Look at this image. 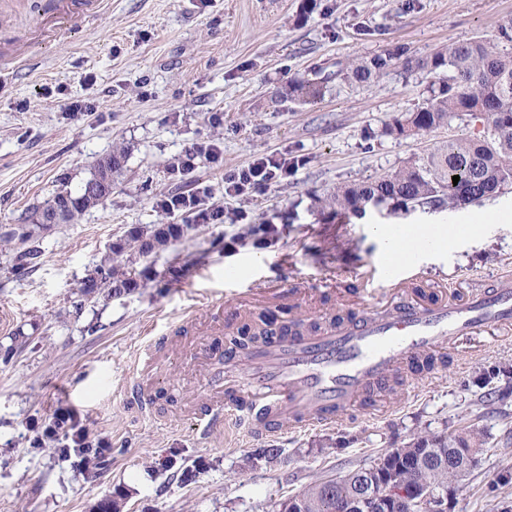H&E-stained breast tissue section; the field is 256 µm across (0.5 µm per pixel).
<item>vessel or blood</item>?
I'll return each instance as SVG.
<instances>
[{"label": "vessel or blood", "instance_id": "1", "mask_svg": "<svg viewBox=\"0 0 512 512\" xmlns=\"http://www.w3.org/2000/svg\"><path fill=\"white\" fill-rule=\"evenodd\" d=\"M388 314H360L318 333L273 337L254 351L243 386L226 388L237 419L258 436L327 427L353 408L370 409L369 389L395 374L420 375L425 358L445 355L486 327L512 330V277L459 300L417 296L392 284Z\"/></svg>", "mask_w": 512, "mask_h": 512}]
</instances>
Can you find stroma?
<instances>
[{
	"instance_id": "35a3bbf8",
	"label": "stroma",
	"mask_w": 512,
	"mask_h": 512,
	"mask_svg": "<svg viewBox=\"0 0 512 512\" xmlns=\"http://www.w3.org/2000/svg\"><path fill=\"white\" fill-rule=\"evenodd\" d=\"M57 0H0V347L16 334L27 347L0 362V512H276L278 502L325 475L370 465L418 431L475 425L488 452L453 512H497L512 485V400L499 404L486 382L512 369V334L489 329L468 339L449 366L404 379L381 393V418L354 419L270 438L223 427L194 430L190 408L215 400L214 374L226 321L242 295L276 276L299 289L334 279L321 311L346 315L349 287L378 289L376 309L391 310L383 288L385 251L375 231L396 224L458 231L446 250L416 247L407 265L441 279L457 295L512 271V190L460 210L388 214L367 206L333 217L317 198L369 181L425 155L436 142L477 134L479 121L396 137L386 129L422 100L425 73L392 67L378 82L351 84L352 62L394 45L421 57L435 47L495 40L512 22V0H105L103 10L59 40L45 42ZM324 78L317 101L293 102L289 80ZM95 111L66 112L68 102ZM219 146L176 173L175 157L196 144ZM121 150L112 194L69 224L36 234V258L17 273L22 248L13 228L29 223L56 192L78 190L94 161ZM277 154L294 161L265 188L224 192L225 173ZM198 193L223 220L197 223L163 200ZM177 224L182 234L147 257L131 254L135 290L77 307L83 279L113 243L138 227ZM273 225L269 244L248 228ZM159 345L138 364L149 338ZM152 390L142 408L131 385ZM61 409L74 412L88 443L105 440L95 476L79 456L35 447ZM282 453L253 469L268 445Z\"/></svg>"
}]
</instances>
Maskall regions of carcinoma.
Wrapping results in <instances>:
<instances>
[{"label":"carcinoma","instance_id":"obj_1","mask_svg":"<svg viewBox=\"0 0 512 512\" xmlns=\"http://www.w3.org/2000/svg\"><path fill=\"white\" fill-rule=\"evenodd\" d=\"M396 64L402 74L420 71L430 75L426 96L417 107L394 120L388 132L404 136L410 129L432 131L464 115L486 125L479 136L451 137L404 168L336 191L319 200L322 209L335 215L358 216L368 204H386L394 211L417 207L459 209L476 205L512 188V22L498 28V41L473 40L450 42L421 58H414L404 46L387 48L369 58L351 64L345 78L356 83L379 81ZM320 83L291 81L285 90L289 98H317ZM125 156L111 152L99 158L91 179L114 175L123 167ZM459 176L458 183L452 177ZM104 193L92 201L83 193L66 189L57 192L35 212V220L12 233L20 243L27 242L44 228L40 215L65 208L63 223L74 221L90 208L103 203ZM177 224H159L148 236L140 229L129 231L123 243L110 247L108 263L101 266L90 281H99L98 293L110 297L135 290L136 279L122 266L121 257L132 246L148 256L180 235ZM483 435L463 431L459 441L438 438L429 432L414 434L401 450L393 448L380 454L376 464L395 470L397 481L409 491H433L448 488V459L454 458L467 475H472L484 455ZM376 481L372 467L360 466L344 474L326 475L310 483L299 493L283 499L277 512H336V499L351 504L349 512H376L364 499Z\"/></svg>","mask_w":512,"mask_h":512}]
</instances>
